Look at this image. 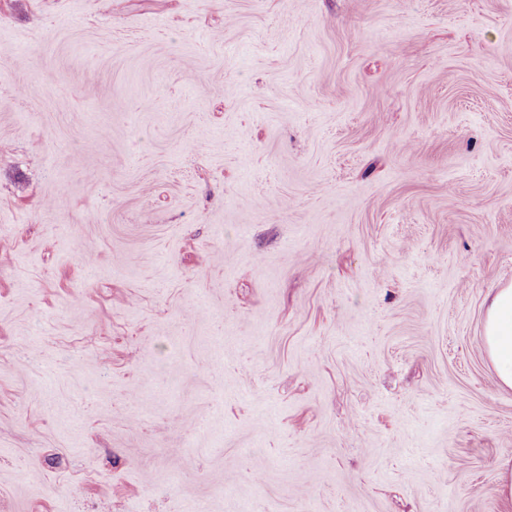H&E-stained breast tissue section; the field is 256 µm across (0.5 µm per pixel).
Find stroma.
Wrapping results in <instances>:
<instances>
[{
    "label": "stroma",
    "instance_id": "1",
    "mask_svg": "<svg viewBox=\"0 0 512 512\" xmlns=\"http://www.w3.org/2000/svg\"><path fill=\"white\" fill-rule=\"evenodd\" d=\"M512 0H0V512H512ZM484 341L501 386L512 389V285L492 294L485 313Z\"/></svg>",
    "mask_w": 512,
    "mask_h": 512
}]
</instances>
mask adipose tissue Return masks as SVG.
<instances>
[{
	"mask_svg": "<svg viewBox=\"0 0 512 512\" xmlns=\"http://www.w3.org/2000/svg\"><path fill=\"white\" fill-rule=\"evenodd\" d=\"M484 341L501 386L512 389V285L492 294L485 313Z\"/></svg>",
	"mask_w": 512,
	"mask_h": 512,
	"instance_id": "ef3b65f1",
	"label": "adipose tissue"
}]
</instances>
